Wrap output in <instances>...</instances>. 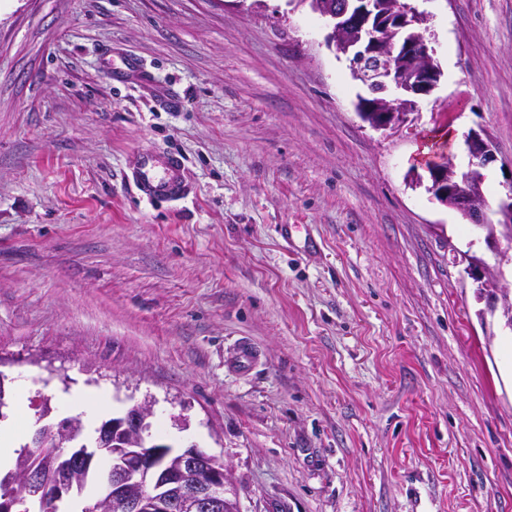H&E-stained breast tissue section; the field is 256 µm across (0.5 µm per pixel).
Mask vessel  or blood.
Listing matches in <instances>:
<instances>
[{
    "label": "vessel or blood",
    "instance_id": "vessel-or-blood-1",
    "mask_svg": "<svg viewBox=\"0 0 512 512\" xmlns=\"http://www.w3.org/2000/svg\"><path fill=\"white\" fill-rule=\"evenodd\" d=\"M134 181L140 196L151 202L175 201L186 193L183 160L175 153L160 155L150 150L140 151Z\"/></svg>",
    "mask_w": 512,
    "mask_h": 512
}]
</instances>
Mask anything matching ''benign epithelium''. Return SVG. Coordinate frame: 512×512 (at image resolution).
Segmentation results:
<instances>
[{"label": "benign epithelium", "instance_id": "1", "mask_svg": "<svg viewBox=\"0 0 512 512\" xmlns=\"http://www.w3.org/2000/svg\"><path fill=\"white\" fill-rule=\"evenodd\" d=\"M313 9L326 18L328 46L344 54L363 85H379L380 96L363 103L373 113L375 130H394L418 110V99L437 85L441 71L424 33L403 40L399 32L408 27L424 28L427 14L403 0H314ZM469 171L460 176L450 161H431L427 176L411 173L416 183L427 184L432 197L457 210L470 224L486 230L484 242L494 253L498 266L512 265V237L488 231L489 205L483 189L481 170L497 160L493 140L483 130L472 131L464 140ZM498 223L512 222V183L495 211ZM464 271L488 302L491 312L509 315L512 307L504 300L508 284L501 272L491 268L475 252L461 254ZM151 408L136 403L124 416L102 425L97 447L77 441L75 421L62 419L38 424L31 435L35 448H49L57 465L48 472L32 467L10 478L20 495L36 499L41 506H54L68 498L73 485L69 470L78 465L93 470L98 460L110 461L106 490L100 508L112 505L121 512H223L239 509L237 498L229 497L232 483L224 461L190 446L179 453L176 467L166 465L163 444L151 439ZM136 437L139 448H116L117 437Z\"/></svg>", "mask_w": 512, "mask_h": 512}]
</instances>
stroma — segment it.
<instances>
[{
    "instance_id": "obj_1",
    "label": "stroma",
    "mask_w": 512,
    "mask_h": 512,
    "mask_svg": "<svg viewBox=\"0 0 512 512\" xmlns=\"http://www.w3.org/2000/svg\"><path fill=\"white\" fill-rule=\"evenodd\" d=\"M416 5L442 76L383 133L288 0H0V414L23 437L78 393L107 392L104 421L149 396L241 512H512V329L456 259L496 257L405 179L444 140L465 169L482 129L504 196L512 0ZM145 149L181 155L187 197L139 198Z\"/></svg>"
}]
</instances>
